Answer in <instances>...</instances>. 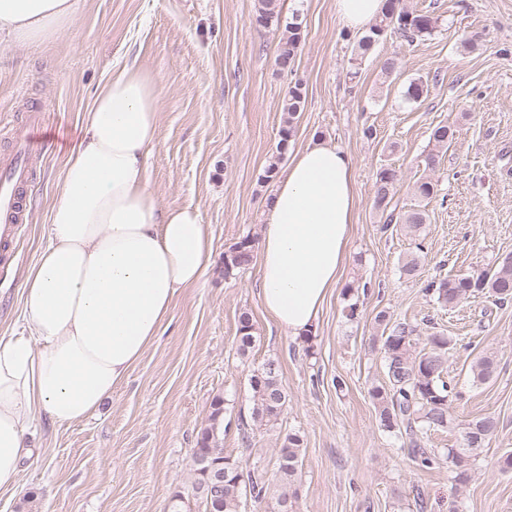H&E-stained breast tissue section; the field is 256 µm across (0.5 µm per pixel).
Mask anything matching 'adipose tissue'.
<instances>
[{
	"label": "adipose tissue",
	"instance_id": "adipose-tissue-1",
	"mask_svg": "<svg viewBox=\"0 0 512 512\" xmlns=\"http://www.w3.org/2000/svg\"><path fill=\"white\" fill-rule=\"evenodd\" d=\"M78 0H0V35L56 41ZM158 81L114 71L84 114L59 176L48 238L22 281L23 317L0 335V490L16 489L28 434L96 415L159 336L177 293L197 287L212 244L200 213L164 208L148 189ZM357 194L343 148L309 143L264 201L259 295L289 334L311 329L347 257Z\"/></svg>",
	"mask_w": 512,
	"mask_h": 512
}]
</instances>
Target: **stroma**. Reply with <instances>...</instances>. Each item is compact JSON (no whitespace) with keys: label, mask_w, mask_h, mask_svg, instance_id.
<instances>
[{"label":"stroma","mask_w":512,"mask_h":512,"mask_svg":"<svg viewBox=\"0 0 512 512\" xmlns=\"http://www.w3.org/2000/svg\"><path fill=\"white\" fill-rule=\"evenodd\" d=\"M299 11L303 38L293 72L275 63L278 33L254 26L260 0H79L70 30L37 47L0 42V114L24 124L43 117L41 153L24 187L28 220L0 262V334L22 315L26 269L45 245V226L66 155L82 135L95 89L135 63L158 77L161 112L149 154L150 192L166 208H197L213 239L200 285L176 296L157 341L112 392L98 416L66 428L43 425L27 437L37 454L19 486L0 491V512H202L191 495L192 450L215 397L224 400V453L244 470L275 474L286 436L303 440L291 512H448L447 463L419 469L404 438L380 425L370 398L385 384L384 351L374 322L430 321L450 336L448 373L458 384L457 421L493 415L498 432L457 498L459 512H512V472L497 459L512 452V300L480 295L454 309L425 293L428 282L494 266L512 255V0H407L438 20L433 35L408 42L385 35L363 59L357 34L342 26L333 0H277ZM396 60L384 72L386 60ZM422 80L420 102L405 98ZM305 103L287 153H279L282 102L291 82ZM455 137L439 156L419 233L383 230L374 185L383 166L400 181L397 211L416 208L436 125ZM347 150L358 198L338 288L310 338L293 336L264 312L258 268L224 274V254L243 237L260 238L272 183L270 163L286 169L311 140ZM419 254L415 276L400 261ZM359 289L356 320L343 314L344 288ZM250 312L255 343L240 353L238 316ZM496 372L474 386L468 373L483 353ZM276 361L288 403L277 424L251 419L249 378Z\"/></svg>","instance_id":"35a3bbf8"}]
</instances>
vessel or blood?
Listing matches in <instances>:
<instances>
[{"instance_id":"b4317fda","label":"vessel or blood","mask_w":512,"mask_h":512,"mask_svg":"<svg viewBox=\"0 0 512 512\" xmlns=\"http://www.w3.org/2000/svg\"><path fill=\"white\" fill-rule=\"evenodd\" d=\"M34 155L30 133L23 130L15 137L12 155L0 160V237H14L17 224L23 221L20 189L28 180L29 164Z\"/></svg>"}]
</instances>
